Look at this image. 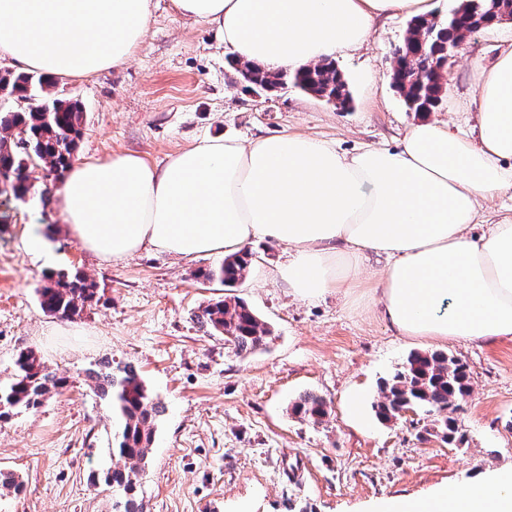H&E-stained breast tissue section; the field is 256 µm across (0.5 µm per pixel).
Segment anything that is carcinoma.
<instances>
[{
	"label": "carcinoma",
	"instance_id": "carcinoma-1",
	"mask_svg": "<svg viewBox=\"0 0 512 512\" xmlns=\"http://www.w3.org/2000/svg\"><path fill=\"white\" fill-rule=\"evenodd\" d=\"M512 0H460L453 9L454 18L433 24L429 41L421 42L426 28L411 20L403 43L404 50L419 53L420 63L434 57H445L448 41L462 42L468 37L470 24L489 12L505 13ZM258 84L292 83L309 94L341 96L339 71L332 62L294 74L270 76L254 70ZM392 86L411 112L435 108L432 99L441 92L438 75L428 74L417 84L412 77L397 71L390 75ZM0 84L7 87L9 100H25L34 92L45 107L18 106L0 115V129L11 131L0 137V175H8L14 183L12 195L23 199L30 190L29 170L41 167L62 176L71 163L84 120L82 105L77 100L55 96V82L38 73L6 71ZM253 253L244 250L229 254L222 263L202 273L205 280L218 281L232 287L250 269ZM45 283L36 289L41 309L51 315L73 319L101 299L98 285L77 268L50 271ZM196 320L211 336L224 337V343L237 355L247 354L266 343L271 331L267 324L240 298L226 296L203 307ZM97 395L112 404L119 430L113 435L110 454L121 465L109 468L103 477L112 488V512H141L137 501V477L147 464V450L153 442L159 417L165 408L148 389L137 370L130 366L112 367L111 362L91 370ZM68 385L65 377L49 370L31 349L19 351L9 377L0 379V419L21 410H35L44 398ZM382 400L374 404L376 415L384 421L400 418L404 409L424 410L431 417L433 429L450 446L462 442L456 413L471 392L470 366L443 351L410 354L403 364L381 386ZM294 414L313 425L329 416L324 398L305 394L292 407Z\"/></svg>",
	"mask_w": 512,
	"mask_h": 512
}]
</instances>
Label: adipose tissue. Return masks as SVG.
<instances>
[{
	"label": "adipose tissue",
	"mask_w": 512,
	"mask_h": 512,
	"mask_svg": "<svg viewBox=\"0 0 512 512\" xmlns=\"http://www.w3.org/2000/svg\"><path fill=\"white\" fill-rule=\"evenodd\" d=\"M443 0H172L215 25L232 60L292 73L367 42L380 20L429 16ZM151 0H0V61L88 77L132 60ZM471 133L426 118L393 148L347 154L303 133L207 138L164 167L132 152L78 158L54 206L81 246L118 262L151 248L184 259L265 240L289 247L276 277L296 297L367 289L402 335L512 340V43L477 67ZM387 260L364 279L365 254ZM378 512H512V471Z\"/></svg>",
	"instance_id": "1"
}]
</instances>
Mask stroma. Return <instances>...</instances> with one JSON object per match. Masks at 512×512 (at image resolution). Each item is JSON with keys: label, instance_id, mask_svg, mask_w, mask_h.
Returning a JSON list of instances; mask_svg holds the SVG:
<instances>
[{"label": "stroma", "instance_id": "1", "mask_svg": "<svg viewBox=\"0 0 512 512\" xmlns=\"http://www.w3.org/2000/svg\"><path fill=\"white\" fill-rule=\"evenodd\" d=\"M152 11L125 67L58 80L57 96L83 106L77 157L133 152L161 167L204 138L297 132L351 152L395 146L421 118L388 79L408 17L381 21L361 48L337 58L352 96L342 109L289 84L268 96L245 91L215 26L180 18L171 0H152ZM509 41L512 21L466 41L436 118L470 132L472 63L489 62ZM29 181L27 199L0 195V379L30 349L68 385L0 420V468L24 485L18 495L0 491V512H112L101 475L112 464L115 419L86 376L107 360L134 366L165 407L139 475L144 512H374L387 498H424L512 469V340L443 344L472 371L456 414L464 443L453 448L428 434L424 411L376 418L381 382L421 345L399 335L366 291L294 298L275 276L288 254L275 241L254 245L257 263L230 289L199 276L218 254L187 261L145 248L105 261L66 233L53 207L57 181L40 168ZM33 222L48 229L42 258L24 245ZM73 267L103 289L101 301L74 320L44 313L36 290L45 272ZM227 294L269 323L265 346L238 356L200 328L196 313ZM308 392L329 405L321 425L291 411ZM354 392L370 404L359 424L345 409Z\"/></svg>", "mask_w": 512, "mask_h": 512}]
</instances>
